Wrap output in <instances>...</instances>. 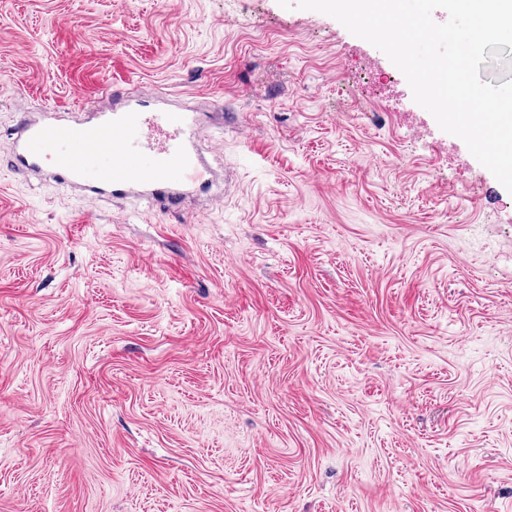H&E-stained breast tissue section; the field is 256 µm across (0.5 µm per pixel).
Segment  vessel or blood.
I'll list each match as a JSON object with an SVG mask.
<instances>
[{
  "instance_id": "1",
  "label": "vessel or blood",
  "mask_w": 512,
  "mask_h": 512,
  "mask_svg": "<svg viewBox=\"0 0 512 512\" xmlns=\"http://www.w3.org/2000/svg\"><path fill=\"white\" fill-rule=\"evenodd\" d=\"M199 116L152 106L148 97L72 123L26 120L8 150L13 169L116 198L145 196L161 210L183 206L205 169L196 148Z\"/></svg>"
}]
</instances>
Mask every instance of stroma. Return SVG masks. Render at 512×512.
<instances>
[{
    "instance_id": "stroma-1",
    "label": "stroma",
    "mask_w": 512,
    "mask_h": 512,
    "mask_svg": "<svg viewBox=\"0 0 512 512\" xmlns=\"http://www.w3.org/2000/svg\"><path fill=\"white\" fill-rule=\"evenodd\" d=\"M105 81L223 195L15 174ZM0 512H512V193L328 15L0 0Z\"/></svg>"
}]
</instances>
